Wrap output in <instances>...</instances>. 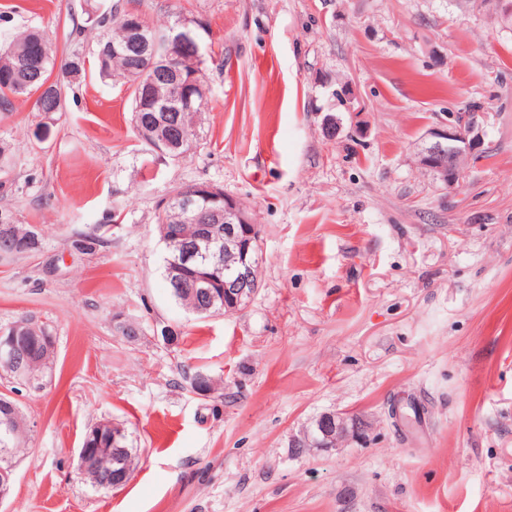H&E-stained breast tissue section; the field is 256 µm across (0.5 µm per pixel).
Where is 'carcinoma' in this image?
I'll list each match as a JSON object with an SVG mask.
<instances>
[{
	"label": "carcinoma",
	"mask_w": 512,
	"mask_h": 512,
	"mask_svg": "<svg viewBox=\"0 0 512 512\" xmlns=\"http://www.w3.org/2000/svg\"><path fill=\"white\" fill-rule=\"evenodd\" d=\"M128 14L119 15L113 13L101 14L97 24L103 28L97 39L95 57L99 75L103 78L120 77L130 82V98L132 105V121H137L141 115H150L158 122L169 124L175 140L184 142V150H192L197 147L194 139V130L201 122V104L204 94L196 93L193 107L187 111L166 112L160 106L152 110L145 109V104L139 96L138 79L142 67L141 61L124 52L121 44L126 37ZM37 48L38 53L31 57V64L22 71H13L8 62L20 53H25L31 48ZM54 65L52 43L47 34L40 29H27L18 33L10 41L8 47L0 53V111H10L12 99H35L33 109L36 112H61L64 110L62 103L63 90L59 82L52 83L55 94L47 92L39 93L41 86L50 79L49 69ZM44 237L42 231L31 224H17L0 221V254H30L41 250ZM173 261H184L183 274L177 281L167 280L173 298L181 305L189 308L194 303L193 288L197 287L198 274L202 271L201 258L194 257L183 260L182 253L169 255ZM25 335L29 340L23 347L36 349L32 368L40 371V379L34 382L37 389L43 388L45 378L51 372V361L48 351L37 348L34 337L42 334L39 325L24 322ZM191 388L198 394L219 390V383L209 374L197 372L191 378ZM25 433L24 419H19L13 426H6L0 422V466L10 464V459L19 450L23 443ZM82 446L85 448H124L126 449L127 465L129 470H134L133 449L128 447L127 437L112 441V428L96 425L86 432Z\"/></svg>",
	"instance_id": "obj_1"
}]
</instances>
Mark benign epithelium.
Masks as SVG:
<instances>
[{"mask_svg": "<svg viewBox=\"0 0 512 512\" xmlns=\"http://www.w3.org/2000/svg\"><path fill=\"white\" fill-rule=\"evenodd\" d=\"M146 22L141 16L131 20L128 25L129 39L126 51L134 52L144 61L151 77L141 84L143 97L157 98L158 84L165 82L172 86L174 95L184 106L191 103L194 90L200 88L198 82H184L182 76L171 68L167 71L156 69L155 38L145 35ZM163 40L176 60L186 55L199 54L197 40L180 32L171 30L163 35ZM431 141L419 154L420 165L434 173L446 187L455 185L462 173L456 160L472 154L481 144L479 136L478 114L469 121L454 115V121L446 129H434L429 132ZM178 203L170 208L169 219L175 224H222L224 238L203 234L198 238L195 252L202 246H211L224 241V250L236 256V264L229 273L219 260L208 263L211 272L201 275L197 292L205 299L204 308L209 310L219 305L225 312L231 313L245 307L260 288L258 248L261 230L252 220L247 206L239 199L226 193L220 194L206 185L190 184L179 190ZM19 325L14 324L0 330V364L10 367L17 354ZM365 430L352 418L335 413L320 416L314 429L300 439L289 441L291 448H335L339 444L363 438ZM109 456L112 463L119 466V473L112 480H104L110 488L117 489L125 485L128 469L123 467V449L101 448L93 453L87 448L78 452V472L88 477L101 470L99 455Z\"/></svg>", "mask_w": 512, "mask_h": 512, "instance_id": "obj_1", "label": "benign epithelium"}]
</instances>
